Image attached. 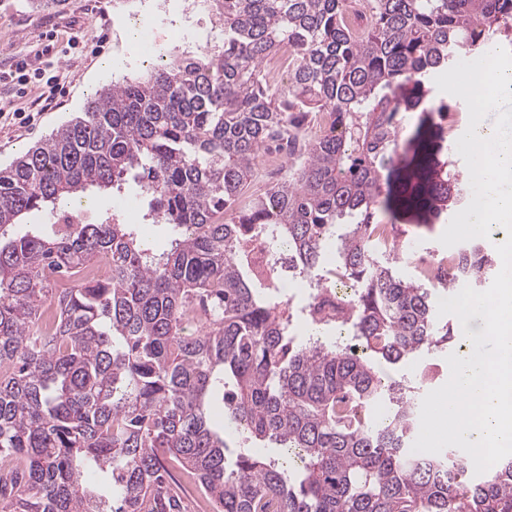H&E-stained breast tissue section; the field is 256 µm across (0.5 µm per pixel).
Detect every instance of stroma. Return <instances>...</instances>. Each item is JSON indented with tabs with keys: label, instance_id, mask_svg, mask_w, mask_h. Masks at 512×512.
<instances>
[{
	"label": "stroma",
	"instance_id": "35a3bbf8",
	"mask_svg": "<svg viewBox=\"0 0 512 512\" xmlns=\"http://www.w3.org/2000/svg\"><path fill=\"white\" fill-rule=\"evenodd\" d=\"M151 24L158 50L196 52L205 47L201 34L219 29L212 13L189 14L184 0H68L64 7L38 9L31 0H0V71L49 41L42 77L24 87L0 82V169L6 168L29 147L82 112L97 90L136 78L144 69L135 48L136 21ZM61 76L63 94L56 105L23 127L11 119L15 109H31L43 90L44 79ZM445 227L407 225L402 239V276L414 273L421 257L443 253L439 242Z\"/></svg>",
	"mask_w": 512,
	"mask_h": 512
}]
</instances>
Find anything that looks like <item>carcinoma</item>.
I'll list each match as a JSON object with an SVG mask.
<instances>
[{
    "instance_id": "obj_1",
    "label": "carcinoma",
    "mask_w": 512,
    "mask_h": 512,
    "mask_svg": "<svg viewBox=\"0 0 512 512\" xmlns=\"http://www.w3.org/2000/svg\"><path fill=\"white\" fill-rule=\"evenodd\" d=\"M202 3L224 18L220 52L174 50L97 91L0 170V512H186L172 462L220 512H512L511 457L477 475L454 448L412 451L433 364L404 382L373 359L399 364L454 331L435 289L371 237L398 212L443 224L467 192L430 83L512 28V0H361L363 28L351 0ZM284 43L288 83L270 88L262 64ZM311 112L332 117L313 136ZM290 137L300 162L244 202L260 151ZM129 179L138 220L81 222L87 191ZM61 202L63 223L24 229ZM148 221L171 228L168 249L140 235ZM259 238L271 274L252 260ZM102 254L112 278L53 288L49 274ZM456 254L444 290L494 265L479 244ZM283 265L345 289L336 311L288 312ZM300 321L349 341L301 342ZM219 413L245 443L233 458Z\"/></svg>"
}]
</instances>
